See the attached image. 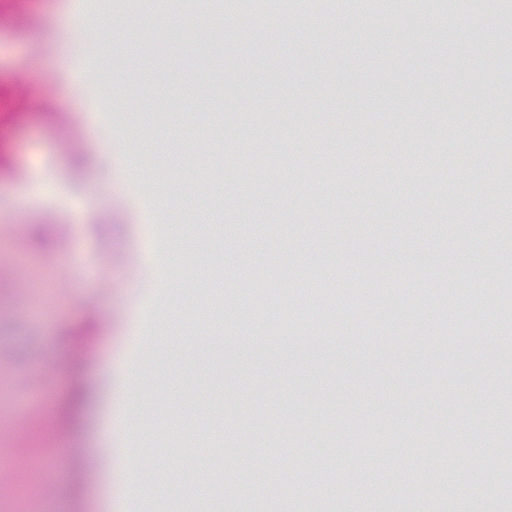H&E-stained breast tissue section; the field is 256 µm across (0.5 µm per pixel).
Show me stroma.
I'll return each instance as SVG.
<instances>
[{
  "instance_id": "obj_1",
  "label": "stroma",
  "mask_w": 512,
  "mask_h": 512,
  "mask_svg": "<svg viewBox=\"0 0 512 512\" xmlns=\"http://www.w3.org/2000/svg\"><path fill=\"white\" fill-rule=\"evenodd\" d=\"M208 9L0 0V512H195L202 494L211 512H512V484L488 482L512 450V314L459 322L441 286L504 277L478 257L500 243L482 227L512 220V0L376 22L336 0ZM87 69L109 78L106 119ZM17 96L30 110L4 120ZM417 161L447 192L407 181ZM158 223L180 266L163 285ZM78 386L77 426L54 431ZM248 444L249 483L225 485Z\"/></svg>"
}]
</instances>
